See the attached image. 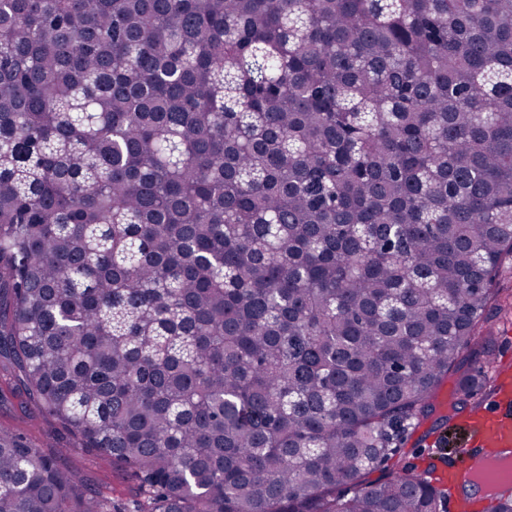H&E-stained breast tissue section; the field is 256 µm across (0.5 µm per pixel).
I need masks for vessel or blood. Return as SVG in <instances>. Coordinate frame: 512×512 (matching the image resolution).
Instances as JSON below:
<instances>
[{
    "instance_id": "obj_1",
    "label": "vessel or blood",
    "mask_w": 512,
    "mask_h": 512,
    "mask_svg": "<svg viewBox=\"0 0 512 512\" xmlns=\"http://www.w3.org/2000/svg\"><path fill=\"white\" fill-rule=\"evenodd\" d=\"M495 392L484 413L464 420L471 440L460 448V467L446 465L438 455H431L442 484L448 490L450 512H486L490 501L480 494L467 495L462 482L465 474H486L496 488L512 490V475L490 472L489 456L501 451H512V365L502 364L493 371Z\"/></svg>"
}]
</instances>
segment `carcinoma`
<instances>
[{"mask_svg": "<svg viewBox=\"0 0 512 512\" xmlns=\"http://www.w3.org/2000/svg\"><path fill=\"white\" fill-rule=\"evenodd\" d=\"M512 0H0V370L133 512H445L377 481L512 319ZM0 428V512H113Z\"/></svg>", "mask_w": 512, "mask_h": 512, "instance_id": "obj_1", "label": "carcinoma"}]
</instances>
